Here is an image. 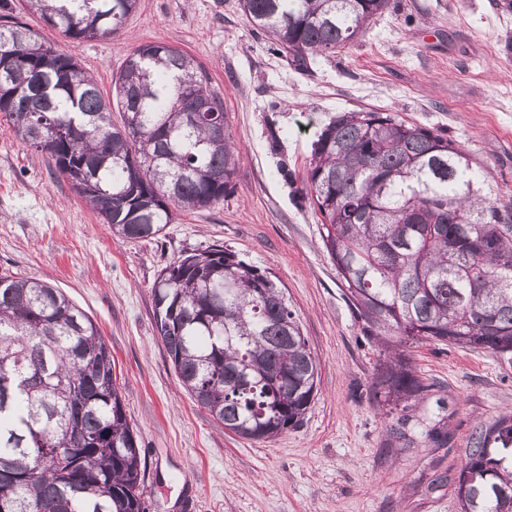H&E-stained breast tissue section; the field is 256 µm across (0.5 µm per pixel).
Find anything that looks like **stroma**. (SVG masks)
I'll return each mask as SVG.
<instances>
[{
  "instance_id": "1",
  "label": "stroma",
  "mask_w": 512,
  "mask_h": 512,
  "mask_svg": "<svg viewBox=\"0 0 512 512\" xmlns=\"http://www.w3.org/2000/svg\"><path fill=\"white\" fill-rule=\"evenodd\" d=\"M505 0H390L353 44L295 65L271 51L238 0H138L116 35L67 45L9 0L42 39L70 49L104 95L136 45L191 54L242 146L224 201L178 211L158 238L114 236L45 154L0 120V273L50 282L112 349L139 439L147 512H459L475 429L512 410V361L486 350L408 345L424 389L376 398L385 359L363 330L308 192L310 144L340 112L377 109L440 131L468 155L492 201L512 206V9ZM218 243L269 271L319 365L302 425L249 440L224 432L181 386L155 327L152 288L183 252ZM440 429L448 442H432Z\"/></svg>"
}]
</instances>
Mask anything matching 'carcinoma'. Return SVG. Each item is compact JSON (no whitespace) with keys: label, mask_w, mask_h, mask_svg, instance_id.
Instances as JSON below:
<instances>
[{"label":"carcinoma","mask_w":512,"mask_h":512,"mask_svg":"<svg viewBox=\"0 0 512 512\" xmlns=\"http://www.w3.org/2000/svg\"><path fill=\"white\" fill-rule=\"evenodd\" d=\"M388 0H240L252 24L307 64L353 43ZM137 0H26L71 42L118 33ZM0 118L109 225L154 238L179 209L230 190L239 151L224 102L185 51L138 45L112 96L71 54L0 15ZM209 107L200 110V102ZM123 114L112 126V106ZM93 165L92 180L83 166ZM311 205L346 296L387 360L376 394L396 405L423 385L409 342L512 359V210L482 195L462 149L391 112H342L311 143ZM155 326L183 388L224 430L271 439L297 427L318 366L283 289L212 245L164 267ZM137 435L112 351L94 320L37 278L0 275V512H145ZM461 512H512V413L472 435L456 480Z\"/></svg>","instance_id":"cac0c4a2"}]
</instances>
